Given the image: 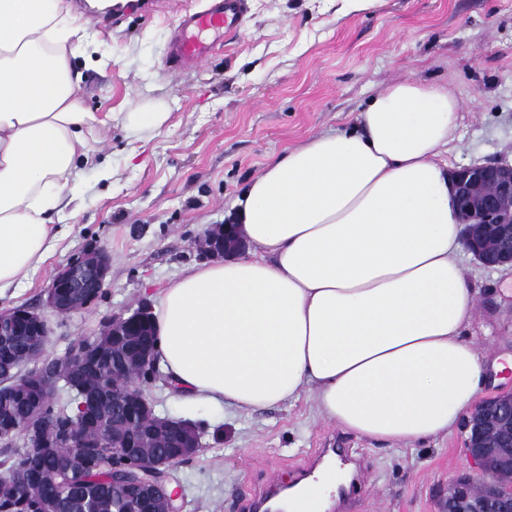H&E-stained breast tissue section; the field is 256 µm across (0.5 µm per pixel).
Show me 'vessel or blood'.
Returning a JSON list of instances; mask_svg holds the SVG:
<instances>
[{
  "instance_id": "b4317fda",
  "label": "vessel or blood",
  "mask_w": 512,
  "mask_h": 512,
  "mask_svg": "<svg viewBox=\"0 0 512 512\" xmlns=\"http://www.w3.org/2000/svg\"><path fill=\"white\" fill-rule=\"evenodd\" d=\"M249 13L248 0H202L175 18L168 43L169 68L188 70L209 60L227 37L238 34Z\"/></svg>"
}]
</instances>
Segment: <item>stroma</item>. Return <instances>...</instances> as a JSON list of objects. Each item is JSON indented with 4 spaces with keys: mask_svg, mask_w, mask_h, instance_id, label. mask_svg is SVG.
Wrapping results in <instances>:
<instances>
[{
    "mask_svg": "<svg viewBox=\"0 0 512 512\" xmlns=\"http://www.w3.org/2000/svg\"><path fill=\"white\" fill-rule=\"evenodd\" d=\"M84 19L98 61L80 55L71 64L84 107L114 116L98 145L112 178L85 170L68 237L0 297V311L27 305L43 313L47 356H64L201 263L198 237L227 222L251 178L286 150L356 125L391 83L435 82L459 100L451 167L512 162V0H378L349 13L339 0H251L242 31L179 74L165 63L170 6L154 12L139 0L117 26L101 13ZM143 111L168 118L129 135ZM93 247L111 255L101 295L67 315L46 308L57 269ZM461 267L478 292L466 335L490 367L512 356V270L484 267L467 253ZM146 391L158 415L200 427V450L170 471L181 512H250L248 500L269 474L282 487L301 480L307 455L331 441L341 460L368 472L350 489L351 512H439V494L470 468L459 433L414 445L376 442L321 417L308 392L259 411L217 413L185 406L161 375Z\"/></svg>",
    "mask_w": 512,
    "mask_h": 512,
    "instance_id": "stroma-1",
    "label": "stroma"
}]
</instances>
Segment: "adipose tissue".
<instances>
[{
  "instance_id": "ef3b65f1",
  "label": "adipose tissue",
  "mask_w": 512,
  "mask_h": 512,
  "mask_svg": "<svg viewBox=\"0 0 512 512\" xmlns=\"http://www.w3.org/2000/svg\"><path fill=\"white\" fill-rule=\"evenodd\" d=\"M92 40L63 0H0V296L53 256L84 171L112 177L70 63ZM460 108L444 87L393 83L357 126L249 183L233 203L249 251L187 269L152 307L185 403L249 411L308 390L320 416L395 444L459 425L485 379L441 157Z\"/></svg>"
}]
</instances>
